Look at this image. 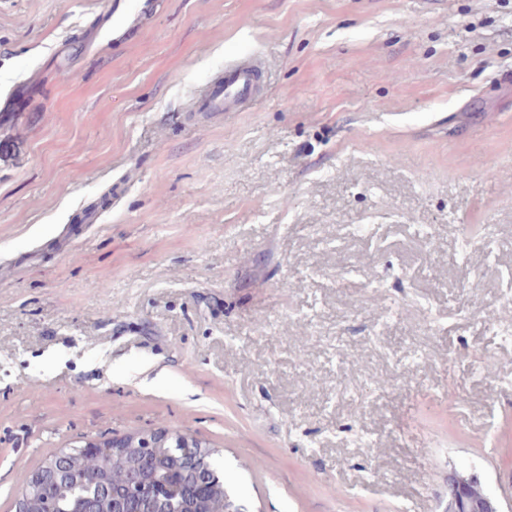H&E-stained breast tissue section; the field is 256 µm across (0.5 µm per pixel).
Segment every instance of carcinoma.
<instances>
[{"instance_id": "1", "label": "carcinoma", "mask_w": 512, "mask_h": 512, "mask_svg": "<svg viewBox=\"0 0 512 512\" xmlns=\"http://www.w3.org/2000/svg\"><path fill=\"white\" fill-rule=\"evenodd\" d=\"M63 473L49 477L27 498V512H112V502L123 512H163L158 486L167 483L168 505L180 512H231L233 501L214 457L196 444H167L165 448H103L83 452L70 449ZM450 483L465 487V506L481 503L488 495L473 476L457 475Z\"/></svg>"}]
</instances>
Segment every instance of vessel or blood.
<instances>
[{
  "mask_svg": "<svg viewBox=\"0 0 512 512\" xmlns=\"http://www.w3.org/2000/svg\"><path fill=\"white\" fill-rule=\"evenodd\" d=\"M265 71L254 58L225 65L195 99L192 109L203 113L239 112L257 102L264 89Z\"/></svg>",
  "mask_w": 512,
  "mask_h": 512,
  "instance_id": "1",
  "label": "vessel or blood"
}]
</instances>
